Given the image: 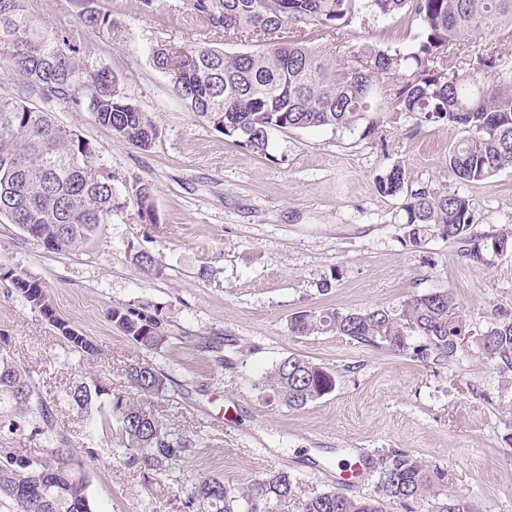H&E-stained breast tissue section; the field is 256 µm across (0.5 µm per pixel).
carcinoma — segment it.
I'll list each match as a JSON object with an SVG mask.
<instances>
[{"mask_svg": "<svg viewBox=\"0 0 512 512\" xmlns=\"http://www.w3.org/2000/svg\"><path fill=\"white\" fill-rule=\"evenodd\" d=\"M195 14L216 30L258 44L252 51L228 54L211 46L165 44L152 51L153 65L166 74L174 92L191 111L212 123L236 145L257 156H269L271 133L289 129L331 128L353 132L362 121L361 137L378 130L366 120L370 112L386 111L377 95L380 78L397 75L390 97L393 111L404 112L419 125L453 126L468 136L448 151V171L461 183L482 182L512 167V70L499 69L501 58L478 53L458 79L443 66L450 50L467 49L477 31L512 27V0H187ZM80 0L79 18L108 35L110 15ZM410 9L418 31V48L377 49L366 45L350 66L336 55L339 39L364 12L389 16ZM321 42H309L312 34ZM25 75L31 85L65 102L87 107L98 123L117 139L137 148H151L159 137L155 122L122 91L108 67L95 68L82 58L81 48L68 36L52 32L34 20L24 0H0V69ZM117 174L97 162L92 150L69 130L25 101L0 97V217L18 227L25 240L51 252L81 247L112 212L126 208L119 201ZM380 193L402 196L408 238L418 244L429 232L467 248L471 228L479 223L469 200L456 191L428 185L412 187L405 170L394 164L376 178ZM132 207L143 224H155L152 188L136 187ZM144 273L159 272L155 257L140 251L133 257ZM0 281L7 283L30 308L45 314L52 306L47 286L26 269L0 261ZM109 320L143 350H160L168 341L165 321L149 304L114 307ZM70 329L66 338L73 352L94 356L96 345ZM295 336L334 332L374 348H386L420 361L430 356H454L458 336L469 333L447 291L414 295L398 309L372 307L356 311L338 308L299 311L289 319ZM418 336L423 345H412ZM481 353L499 370L512 372V315L501 318L479 335ZM126 375L132 396L109 405L98 402L102 389L77 381L62 398L79 412L110 415L104 427L118 424L126 443V463L147 471L163 470L185 454L195 440L166 427L162 409L169 406L168 376L149 362L129 365ZM335 376L298 355L277 363L264 377L267 397L290 410H301L333 392ZM10 414L0 428L12 433L28 426L46 438L54 434L55 417L38 391L34 372L19 367L0 339V408ZM59 439L51 458L0 455V507L9 512H92L85 459ZM448 472L428 465L408 452L391 449L381 458L374 498H351L326 491L299 502V512H385V503H431L432 512H480L464 496L445 493ZM295 483L285 471H273L244 488L231 489L218 477L193 486L189 503L208 512H273L293 496Z\"/></svg>", "mask_w": 512, "mask_h": 512, "instance_id": "cac0c4a2", "label": "carcinoma"}]
</instances>
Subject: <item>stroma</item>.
Segmentation results:
<instances>
[{
    "mask_svg": "<svg viewBox=\"0 0 512 512\" xmlns=\"http://www.w3.org/2000/svg\"><path fill=\"white\" fill-rule=\"evenodd\" d=\"M95 5L111 14L113 35L84 26L76 0H25L38 23L81 45L85 61L117 74L161 131L153 148L119 141L85 106L48 98L21 74L0 72V96L24 99L77 132L121 177V198L150 184L157 221L117 211L80 249L53 253L22 242L0 219V259L45 282L57 316L100 354L69 351L57 329L1 285L0 335L47 397L92 380L108 397L126 395L128 364L157 365L174 398L167 426L198 443L162 472L132 468L118 432L57 403V430L71 448L98 451L86 465L93 512H204L188 499L199 479L238 488L276 470L297 481L296 498L276 512H298L299 498L330 489L370 498L376 463L392 448L447 469V493L474 500L481 512H512V372L499 371L472 341L453 357L420 362L333 332L304 337L288 329L302 310L395 308L435 291L452 294L476 334L499 309L512 312V168L460 183L448 172V151L464 130L419 126L403 114L367 139L328 128L276 131L268 156L253 155L188 109L151 61L162 44L235 53L247 43L214 32L187 0ZM365 43L413 47L409 13L365 15L345 35L339 59ZM397 162L410 185L469 200L479 258L462 257L458 243L435 234L410 243L403 197L381 194L375 182ZM502 233L509 242L497 253L485 239ZM140 251L158 260L160 273L138 269ZM141 303L159 308L170 333L154 354L108 318L112 307ZM292 354L336 377L332 393L301 410L267 400L261 389ZM363 456L368 472L343 482Z\"/></svg>",
    "mask_w": 512,
    "mask_h": 512,
    "instance_id": "1",
    "label": "stroma"
}]
</instances>
